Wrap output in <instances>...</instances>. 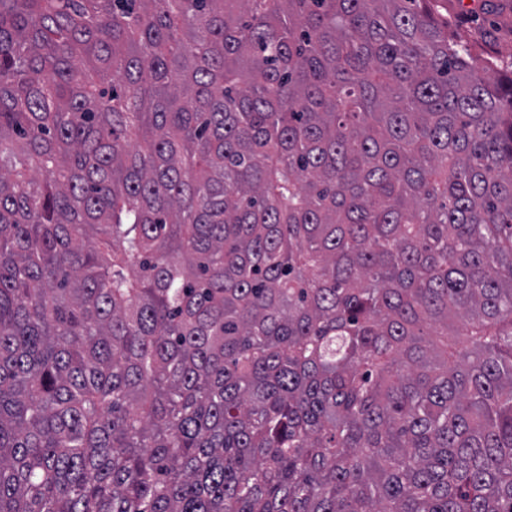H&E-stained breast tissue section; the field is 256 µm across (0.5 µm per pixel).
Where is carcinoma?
<instances>
[{
    "label": "carcinoma",
    "instance_id": "1",
    "mask_svg": "<svg viewBox=\"0 0 512 512\" xmlns=\"http://www.w3.org/2000/svg\"><path fill=\"white\" fill-rule=\"evenodd\" d=\"M435 0H0V512H512V77Z\"/></svg>",
    "mask_w": 512,
    "mask_h": 512
}]
</instances>
